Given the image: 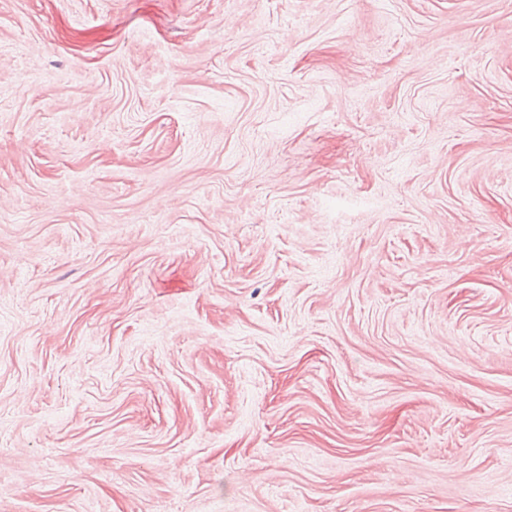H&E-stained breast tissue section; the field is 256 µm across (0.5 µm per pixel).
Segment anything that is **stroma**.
<instances>
[{"instance_id": "1", "label": "stroma", "mask_w": 512, "mask_h": 512, "mask_svg": "<svg viewBox=\"0 0 512 512\" xmlns=\"http://www.w3.org/2000/svg\"><path fill=\"white\" fill-rule=\"evenodd\" d=\"M0 512H512V0H0Z\"/></svg>"}]
</instances>
